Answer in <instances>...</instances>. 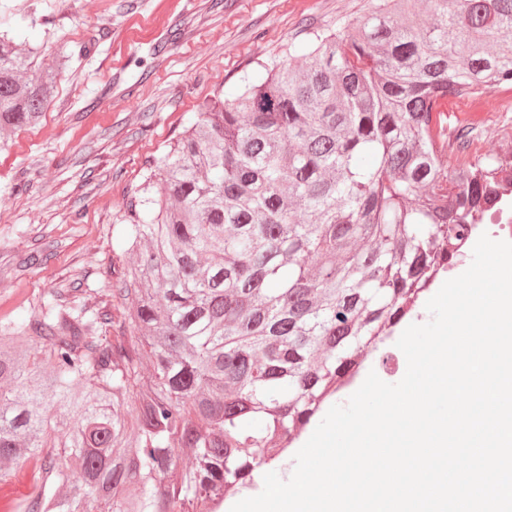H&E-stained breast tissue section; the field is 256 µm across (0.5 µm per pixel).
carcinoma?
<instances>
[{"instance_id": "obj_1", "label": "carcinoma", "mask_w": 512, "mask_h": 512, "mask_svg": "<svg viewBox=\"0 0 512 512\" xmlns=\"http://www.w3.org/2000/svg\"><path fill=\"white\" fill-rule=\"evenodd\" d=\"M67 62L0 32V149ZM501 86L512 0H380L200 102L114 225L112 305L57 288L0 321V480L40 457L14 512H216L507 198L512 144L472 158L448 116Z\"/></svg>"}]
</instances>
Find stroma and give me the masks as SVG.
<instances>
[{
  "instance_id": "stroma-1",
  "label": "stroma",
  "mask_w": 512,
  "mask_h": 512,
  "mask_svg": "<svg viewBox=\"0 0 512 512\" xmlns=\"http://www.w3.org/2000/svg\"><path fill=\"white\" fill-rule=\"evenodd\" d=\"M370 0H0V28L60 54L41 123L0 151V319L29 316L52 288H91L108 301L127 257L113 241L127 205L204 98L233 90L257 62L286 59L316 30L364 15ZM389 337L362 368L399 382Z\"/></svg>"
}]
</instances>
